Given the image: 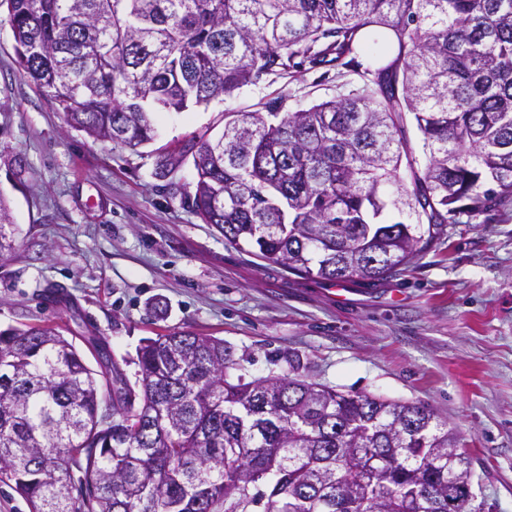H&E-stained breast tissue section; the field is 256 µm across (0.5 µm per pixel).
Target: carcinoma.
I'll return each instance as SVG.
<instances>
[{"instance_id":"1","label":"carcinoma","mask_w":512,"mask_h":512,"mask_svg":"<svg viewBox=\"0 0 512 512\" xmlns=\"http://www.w3.org/2000/svg\"><path fill=\"white\" fill-rule=\"evenodd\" d=\"M7 3L67 123L132 149L264 76L358 74L295 111L226 112L160 160L192 156L201 220L298 276L385 279L512 203V0ZM87 343L98 373L52 326L0 331V482L31 512H472L471 459L422 404L247 381L193 333L144 339L134 389Z\"/></svg>"}]
</instances>
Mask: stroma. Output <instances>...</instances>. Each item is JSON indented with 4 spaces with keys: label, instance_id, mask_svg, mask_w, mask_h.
Returning <instances> with one entry per match:
<instances>
[{
    "label": "stroma",
    "instance_id": "35a3bbf8",
    "mask_svg": "<svg viewBox=\"0 0 512 512\" xmlns=\"http://www.w3.org/2000/svg\"><path fill=\"white\" fill-rule=\"evenodd\" d=\"M343 67L267 76L233 98L165 114L130 149L70 126L19 64L0 0V330L51 325L104 339L129 385L143 339H223L245 379L291 373L337 391L420 403L473 461L474 512H512V209L451 224L416 267L375 283L302 279L225 242L194 212V169L160 157L224 128L228 109L347 94ZM55 299H48V292Z\"/></svg>",
    "mask_w": 512,
    "mask_h": 512
}]
</instances>
